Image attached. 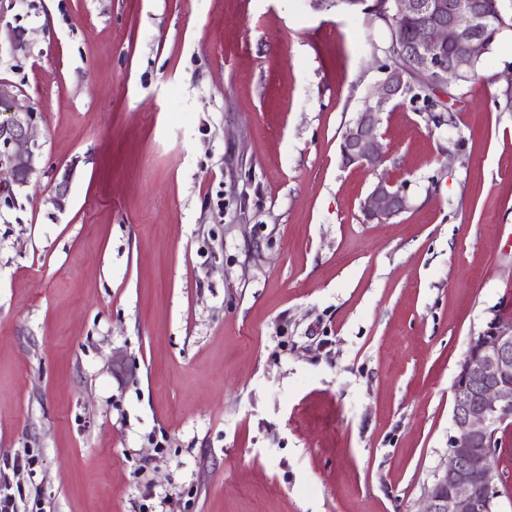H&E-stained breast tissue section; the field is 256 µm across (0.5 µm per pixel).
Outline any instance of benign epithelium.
<instances>
[{
	"label": "benign epithelium",
	"mask_w": 512,
	"mask_h": 512,
	"mask_svg": "<svg viewBox=\"0 0 512 512\" xmlns=\"http://www.w3.org/2000/svg\"><path fill=\"white\" fill-rule=\"evenodd\" d=\"M393 9L413 19L425 14L431 22L419 26L410 39L393 34L389 50L405 66L384 71L342 135L344 160L374 171L385 163L377 134L382 107L405 96L410 76L428 80L437 91L449 90L487 50L485 16L463 0H376L371 6L385 23ZM1 21L0 16V32H5L10 51L26 53L27 32ZM451 43L459 46V52L448 58L445 48ZM0 112L9 114L0 120V193L10 195L13 187L26 185L40 165V147L34 138L37 115L6 79L0 80ZM409 207L405 189L386 176L378 178L362 204L370 220L390 219ZM452 392L447 461L425 490L417 512H495L507 481L494 458L512 430V322L498 315L471 338Z\"/></svg>",
	"instance_id": "benign-epithelium-1"
}]
</instances>
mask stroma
<instances>
[{"mask_svg":"<svg viewBox=\"0 0 512 512\" xmlns=\"http://www.w3.org/2000/svg\"><path fill=\"white\" fill-rule=\"evenodd\" d=\"M41 165L0 194V483L19 512H417L472 336L512 311V112L396 99L340 143L371 15L309 0H0ZM67 183L65 209L52 202ZM126 371L112 369L113 352ZM2 21L3 18L0 17V44L2 42V31L4 29V40L8 42L10 51L14 54L26 53L29 45L26 38L27 32L17 27H13L8 23L3 26ZM409 207L405 189L395 187L394 182L386 176L378 178L362 204L363 213L369 220H387L407 211Z\"/></svg>","mask_w":512,"mask_h":512,"instance_id":"stroma-1","label":"stroma"}]
</instances>
